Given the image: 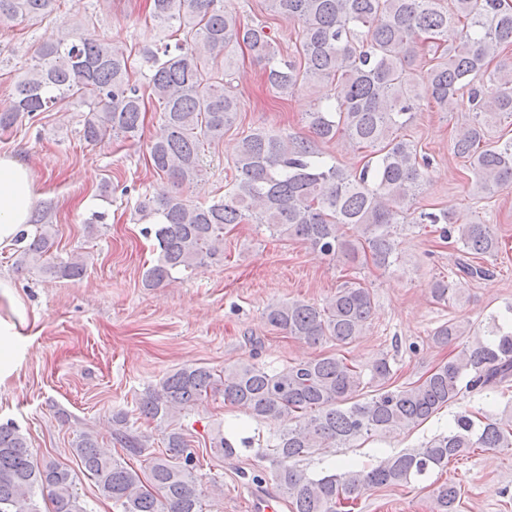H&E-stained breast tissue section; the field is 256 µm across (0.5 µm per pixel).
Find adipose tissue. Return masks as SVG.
Here are the masks:
<instances>
[{
	"instance_id": "adipose-tissue-1",
	"label": "adipose tissue",
	"mask_w": 512,
	"mask_h": 512,
	"mask_svg": "<svg viewBox=\"0 0 512 512\" xmlns=\"http://www.w3.org/2000/svg\"><path fill=\"white\" fill-rule=\"evenodd\" d=\"M41 197L33 175L23 161L0 155V248L11 246L31 227ZM0 386L21 367L28 354L27 337L37 318L30 315L12 285L0 279Z\"/></svg>"
}]
</instances>
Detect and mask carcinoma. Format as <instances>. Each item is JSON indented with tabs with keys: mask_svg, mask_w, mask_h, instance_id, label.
Wrapping results in <instances>:
<instances>
[{
	"mask_svg": "<svg viewBox=\"0 0 512 512\" xmlns=\"http://www.w3.org/2000/svg\"><path fill=\"white\" fill-rule=\"evenodd\" d=\"M60 0H0V22L44 19ZM268 7L301 26L295 53L284 54L263 19L244 23L224 0H152V16L164 42L139 49L151 64L147 83L135 78L126 46L96 33L92 19L68 24L65 36L40 45L32 62L17 70L14 108L0 112V131L24 118L50 112L67 98L88 107L83 139L129 140L143 127L145 99L157 101L161 128L150 144L157 174L176 191L138 200L134 215L147 222L145 237L156 242L157 262L143 281L156 287L174 274L224 254V234L240 224H259L298 239L331 261L372 264L388 270L400 262L397 235L407 224H438L463 259L457 270L469 278L490 277L479 264L495 257L500 241L488 224L464 221L446 209L416 210L428 176L417 145L398 135L426 100L440 111L466 106L471 120L452 137V151L469 163L477 195L512 185V136L487 141V129L512 120V0H267ZM455 42L442 43L448 31ZM247 49L263 66L265 83L278 99L319 79L335 82L334 102L305 113L311 137L249 129L233 159L235 175L224 195L191 204L179 192L204 180L201 150L235 124L240 103L232 90L233 48ZM432 52L423 85L412 63ZM341 134L353 148L370 152L353 172L326 159L319 144ZM46 215L39 230L22 235L15 265L58 279L79 280L85 257L76 252L45 265L54 246ZM352 234H347L346 229ZM437 304L457 298V282L444 276L428 283ZM373 294L357 279L337 286L317 304L294 299L264 312L274 331L308 345L352 344L371 319ZM438 347L460 350L414 383L388 389L395 372L384 354L368 365L376 393L366 397L362 369L345 356L320 355L268 370L258 364L224 369L215 377L205 366H183L166 374L138 403L139 413L172 423L211 392L254 420L285 426L265 449L272 477L291 512H339L342 505L380 488L417 482L478 448H512V410L491 414L478 407L455 417L448 431L423 448L388 455L371 468L344 465L312 476L299 462L323 448H349L362 439L413 429L471 391L512 387V331L446 321L430 334ZM117 459L100 450L98 437L82 431L73 443L77 468L38 463L19 426L0 423V512H89L75 491L77 473L93 479L101 497L120 512H203L197 489L200 460L184 435L171 430L165 451L148 452L147 437L129 425L128 414L112 415ZM144 458L136 469L129 460ZM432 512H457L460 489L452 481L431 492Z\"/></svg>",
	"mask_w": 512,
	"mask_h": 512,
	"instance_id": "obj_1",
	"label": "carcinoma"
}]
</instances>
